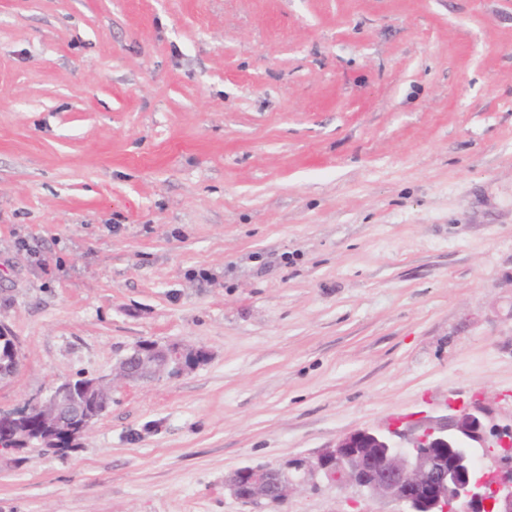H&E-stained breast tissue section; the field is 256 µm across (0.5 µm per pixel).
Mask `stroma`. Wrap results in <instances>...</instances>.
<instances>
[{
    "label": "stroma",
    "mask_w": 512,
    "mask_h": 512,
    "mask_svg": "<svg viewBox=\"0 0 512 512\" xmlns=\"http://www.w3.org/2000/svg\"><path fill=\"white\" fill-rule=\"evenodd\" d=\"M0 408L142 340L0 512H382L247 465L485 402L512 421V0H0ZM207 356L206 350L190 348L179 342L161 344L152 341L148 345L137 343L119 361L115 375L91 376L88 380L84 390L94 400V406L90 405L89 409H85V406L79 403L74 393L75 388L77 397L86 403L90 401L84 392H80L84 384V379L81 378L84 375L82 373L73 379L74 387L70 380H63L55 385L46 397H34L30 404L24 407H37L41 412L42 419L53 432L70 433L76 440H79L109 407L115 380L137 384L152 379L153 375L159 374L160 369L171 365L179 370L180 376L195 369L207 359ZM22 408L10 411L0 410V422L14 419ZM20 422L24 431L26 424L35 426L38 422L36 409L30 408Z\"/></svg>",
    "instance_id": "obj_1"
}]
</instances>
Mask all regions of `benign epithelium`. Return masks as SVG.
<instances>
[{
    "instance_id": "1",
    "label": "benign epithelium",
    "mask_w": 512,
    "mask_h": 512,
    "mask_svg": "<svg viewBox=\"0 0 512 512\" xmlns=\"http://www.w3.org/2000/svg\"><path fill=\"white\" fill-rule=\"evenodd\" d=\"M202 348L179 342L136 344L115 374L91 377L84 390L94 405L85 408L71 381L63 380L30 406L54 432L80 439L109 407L119 380L137 384L174 366L179 374L207 359ZM491 461L488 469L483 460ZM322 477L372 500L392 502L400 512H512V423L499 424L479 400L454 414L397 421L383 431L361 429L340 437L317 457L284 466H245L229 480L243 503L282 504L293 483Z\"/></svg>"
}]
</instances>
